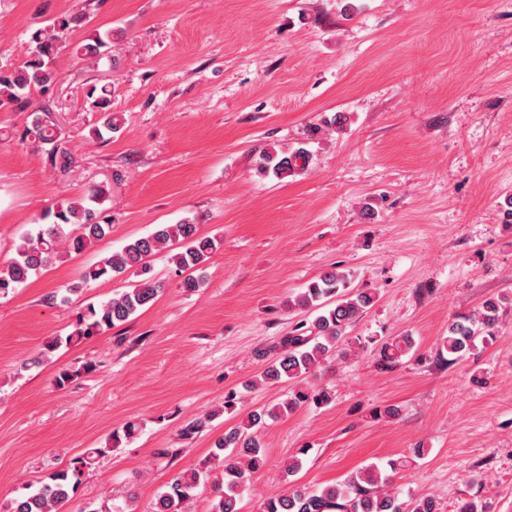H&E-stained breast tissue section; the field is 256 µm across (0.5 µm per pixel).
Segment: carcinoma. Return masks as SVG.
Listing matches in <instances>:
<instances>
[{
    "instance_id": "carcinoma-1",
    "label": "carcinoma",
    "mask_w": 512,
    "mask_h": 512,
    "mask_svg": "<svg viewBox=\"0 0 512 512\" xmlns=\"http://www.w3.org/2000/svg\"><path fill=\"white\" fill-rule=\"evenodd\" d=\"M80 21L77 15L61 16L48 27L31 36L33 47L20 65L9 71L0 70V104L16 102L32 91L45 92L59 79L60 73L53 65L57 44ZM112 40V32L98 36L93 42L78 48L77 53L93 59L101 53L106 42ZM89 97L102 114L101 126L93 130L99 139L104 134L120 131L123 117L112 111V91L107 86L92 89ZM21 139L33 140L45 149L46 163L61 175L69 173L75 159L66 146L62 131L52 115L51 106L42 104L34 112L30 126ZM310 153L299 146L286 154L276 151L262 154L258 161V173L277 179L292 176L307 168ZM109 198L104 185L93 187L91 193L78 199H66L45 211L36 220V232L27 231L14 244L12 256L0 264V295L26 284L52 263L77 255L92 244L104 239L112 231V223L102 217L100 206ZM182 245V251L172 256L181 271H191L205 263L223 245V240L200 232L198 224L184 219L178 224H158L147 236L136 238L98 263L87 268L77 284L65 289L61 301L80 290L81 284L101 278L119 279L130 273L137 281L119 291L100 306H88L77 316L74 330L66 337L55 336L47 344L53 351L62 345H70L87 337L98 335L154 301L161 283L154 276L148 258L171 247ZM348 274L335 270L313 282L296 299L302 309L316 308L320 301L331 302L332 307L323 310L306 325L296 324L295 329L281 343V352L260 373L258 381L282 379L300 383L317 371L330 358L346 334L375 301L367 292H349ZM506 297L490 298L472 315H461L448 326V336L442 341V349L448 355L460 358L494 336L500 309ZM412 349L407 336H396L382 344L379 364L394 367ZM315 404L329 401L323 389L298 388L287 400L250 412L241 425L215 443L213 457L224 467V478L215 486V495L209 512H241V497L250 473L265 465L266 457L256 434L257 427L267 419H277L293 413L307 402ZM105 448H91L73 459L71 464L50 475L49 481L38 489L19 495L8 502L7 512H59V508L76 494L85 470L105 454ZM240 457L247 460L243 469L233 461ZM208 477V472L194 470L175 475L159 495L154 512H184L197 486ZM390 479L378 466L372 465L359 476L344 483L327 485L316 490L295 488L287 493L271 497L264 504V512H437L433 500L417 498L399 499L396 491H387Z\"/></svg>"
}]
</instances>
